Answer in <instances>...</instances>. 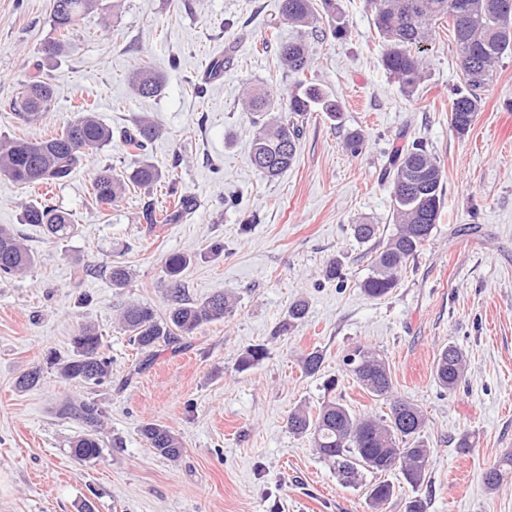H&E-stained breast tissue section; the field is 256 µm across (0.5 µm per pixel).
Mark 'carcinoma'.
<instances>
[{"label": "carcinoma", "instance_id": "carcinoma-1", "mask_svg": "<svg viewBox=\"0 0 512 512\" xmlns=\"http://www.w3.org/2000/svg\"><path fill=\"white\" fill-rule=\"evenodd\" d=\"M316 0H280L283 20L300 30H316L323 21ZM372 21L384 52L382 64L408 95L416 92L423 80V53L432 38L433 25L445 20L452 27L453 41L465 86L453 90L449 123L460 136L467 134L482 106V91L493 79L496 66L512 53V0H369ZM321 5L333 33L344 36L345 23L336 11L335 0H321ZM102 0H53L51 20L59 34L46 48L50 58L66 51V40L85 14L100 8ZM280 59L287 75L303 76L311 67L312 57L306 40L300 38L280 49ZM130 86L142 98L156 97L165 88V79L148 64L133 71ZM53 88L39 76L25 84L20 95L11 100L9 108L26 123L37 122L53 105ZM243 105L252 115L254 130L250 153L251 164L266 177L273 179L293 164L303 127L299 119L316 110L330 118H338L336 102L316 85L296 84L283 108L272 93L263 86L250 85L245 89ZM161 134L159 125L149 117L140 118L134 128L124 134L126 144L143 151ZM112 141V129L87 108L71 119L65 128L41 139H14L0 143V175L20 185L50 187L66 181L72 172L93 152ZM386 173L392 175L393 195L391 220L394 230L386 241H377L379 226L356 224L355 238L361 243L374 242L370 273L361 282L364 293L373 299L389 294L401 278L407 261L430 240L439 221L445 200L444 174L436 156L425 142L415 140L391 151ZM162 174L152 163L141 161L127 178L114 174L113 167L97 169L92 178V194L97 204L106 209L114 206L127 184L149 187ZM169 195L177 198L171 212L155 216L146 212L150 224H169L191 213L193 202L178 194L175 187ZM24 222L34 224L54 238H65L74 229L72 215L52 205L35 202L25 206ZM35 261L23 241L9 227L0 225V278L21 274ZM192 258L185 253H171L164 261V273L173 295L172 306L160 315L147 305L129 303L119 315L129 341L142 352L160 343L175 344L193 335L202 325L224 319L232 312V300L220 293L200 303L182 298L180 276ZM306 314V305L293 304L288 321L282 330L297 327ZM73 356L53 361L64 380L87 385H102L111 381V359L101 349V339L95 329L84 326L72 338ZM307 375L318 373L323 354L318 350L301 357ZM359 387L375 398L390 400L387 417L358 416L336 399L323 401L317 414L298 408L287 420L288 429L297 435H308L320 456L337 467L347 484L358 480L359 469L383 473L399 469L404 480L418 490L426 480L429 449L420 434L426 426L423 409L407 399L393 394L389 365L376 351L358 347L343 357ZM434 379L440 387L454 391L461 384L465 358L453 345L443 348L433 366ZM65 413L95 427L101 423L99 407L88 401L70 403ZM150 447L164 457L175 459L182 455L179 439L166 427L149 423L142 429ZM78 461L99 457L101 443L97 432L91 430L74 441L71 448ZM512 474V455L484 473L485 485L494 490L505 476ZM393 495V486L380 482L369 493L373 509L384 505Z\"/></svg>", "mask_w": 512, "mask_h": 512}]
</instances>
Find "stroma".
Wrapping results in <instances>:
<instances>
[{
  "label": "stroma",
  "mask_w": 512,
  "mask_h": 512,
  "mask_svg": "<svg viewBox=\"0 0 512 512\" xmlns=\"http://www.w3.org/2000/svg\"><path fill=\"white\" fill-rule=\"evenodd\" d=\"M347 34L308 37L307 80L328 91L338 120L313 112L290 168L270 179L250 163L252 128L241 105L246 85L278 95L293 90L279 46L302 37L280 23L279 0H124L111 18L93 11L79 20L66 53L45 57L54 41L52 0H0V139L37 138L62 130L74 106L89 104L112 130V142L88 156L51 196L72 213L73 233L53 239L24 223L35 192L0 177V225L11 227L35 256L25 273L0 278V512H372L368 488L394 493L383 512H406L421 497L426 512H512V475L496 490L483 472L512 455V55L502 59L483 93L480 112L460 136L449 125L452 90L463 77L447 22H438L424 55V80L405 94L382 65L383 43L368 0H336ZM222 59L224 78L203 74ZM149 62L166 79L160 96L133 94L129 77ZM55 90L51 112L37 123L5 109L33 75ZM153 118L162 134L146 155L128 150L124 130ZM365 139L346 148L349 133ZM426 142L445 175V205L430 241L407 263L397 288L369 298L361 282L371 247L355 224L369 222L387 239L392 181L384 170L393 145ZM147 158L163 178L127 190L104 210L91 195L94 172L124 175ZM191 197L195 211L172 224H146L169 184ZM236 196L237 205L225 204ZM220 241L224 249L212 254ZM191 255L182 275L185 297L230 296L232 313L186 337L180 349L143 354L118 322L131 302L165 313L171 287L163 263ZM343 261V281L327 279L330 259ZM129 271L112 285L113 264ZM305 302L296 331L280 332L289 307ZM95 328L112 360V380L99 387L60 378L50 358L72 354V338ZM268 355L239 370L248 348ZM389 363L395 394L427 417V477L412 490L399 471H362L344 484L309 437L289 431L298 407L316 411L335 396L351 411L385 415V401L366 395L342 358L356 346ZM448 345L466 356L456 391L433 378ZM322 351L318 374L300 357ZM43 369L22 391L18 376ZM336 378L334 394L323 383ZM91 401L102 413L98 458H73L85 423L65 403ZM182 442L178 460L150 448L147 423ZM472 445L459 448L463 435Z\"/></svg>",
  "instance_id": "stroma-1"
}]
</instances>
